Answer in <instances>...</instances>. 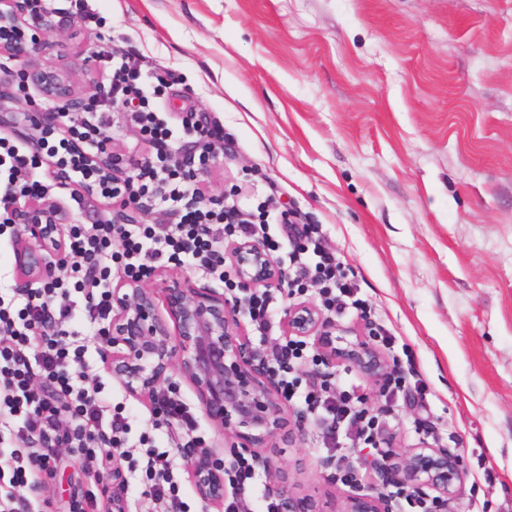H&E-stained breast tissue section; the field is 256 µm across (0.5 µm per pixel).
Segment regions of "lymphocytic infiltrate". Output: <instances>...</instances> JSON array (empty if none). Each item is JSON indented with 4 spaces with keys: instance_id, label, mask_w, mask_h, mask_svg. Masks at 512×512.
Listing matches in <instances>:
<instances>
[{
    "instance_id": "obj_1",
    "label": "lymphocytic infiltrate",
    "mask_w": 512,
    "mask_h": 512,
    "mask_svg": "<svg viewBox=\"0 0 512 512\" xmlns=\"http://www.w3.org/2000/svg\"><path fill=\"white\" fill-rule=\"evenodd\" d=\"M104 57L101 78L108 86V99L90 98L64 128L44 131L41 141L46 156L0 138V228L12 223V202L46 193L42 167L47 157L71 181L89 187V198L79 202L88 213H95L100 202L130 200L166 212L171 221L108 224L98 220L72 225L63 276L35 284L19 297L0 295V445L8 439L18 443L9 451L0 448V512H46L45 502L24 498L21 491L54 474L58 447L69 448L81 470L97 480L111 472L113 449L126 444L127 416L102 398L100 383L89 382L86 350L72 342L83 324L111 318L113 275L141 280L152 275L157 263L165 262L200 268L215 283L229 288L233 282L224 271L221 239L258 237L291 293L318 287L323 308L334 319L352 314L364 318L370 311L343 263L326 247L321 226L271 222L263 203L255 224L236 195L206 199L196 172L223 150L222 128L210 123L212 142L189 149L192 126L173 125L155 107L160 88L121 51L105 52ZM122 106L150 152L140 159L124 158L130 171L121 180L97 167L94 158L110 151L112 114ZM240 302L260 338L271 336L279 308L276 296L266 290L250 291ZM271 362L280 376L283 396L314 414L325 448L359 446L385 456L387 419L394 413L398 394L406 390L414 366L395 365L385 387L387 406L375 414L351 374H344L339 390L325 381L303 388L296 374L298 365L321 363L305 340H277L271 347ZM139 445L144 449L141 469L150 482V496L172 512H188L169 450L147 435L140 437ZM234 470L233 494L225 512H279L275 495H252L255 473L248 458L238 459Z\"/></svg>"
}]
</instances>
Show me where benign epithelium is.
I'll list each match as a JSON object with an SVG mask.
<instances>
[{"mask_svg":"<svg viewBox=\"0 0 512 512\" xmlns=\"http://www.w3.org/2000/svg\"><path fill=\"white\" fill-rule=\"evenodd\" d=\"M28 14V0H0V25ZM57 44L0 41L5 53L21 64L26 90L45 107L36 112H0V128L41 131L64 115L83 109L90 98L77 64L52 61ZM69 206L49 195L31 196L12 209L17 227L13 243L15 288L24 291L55 277L67 255ZM227 256L239 288L251 291L282 286L278 265L257 242L234 241ZM163 311H158V307ZM236 300L212 288H198L164 272L150 284L123 280L112 288V321L102 337L104 359L112 377L135 396L153 400L158 387L174 374L193 390L210 424L230 440L229 453L251 455L273 476L272 489L280 512H324L313 494L295 490L287 474L272 464L283 431L295 439L300 415H290L276 376L254 347L239 317ZM286 334L314 338L329 367L349 366L382 387L391 373L388 360L362 329L350 340L334 336L335 328L313 303L288 307ZM192 478L201 497L214 508L224 506L227 474L224 453L197 448L187 454ZM376 482L398 481L420 494L432 492L448 504L466 474L464 458L423 443L405 452L390 448L375 465ZM124 473L112 465V512H127L122 495ZM337 512H392L388 498L357 483L341 500Z\"/></svg>","mask_w":512,"mask_h":512,"instance_id":"7a95c632","label":"benign epithelium"}]
</instances>
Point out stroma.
Masks as SVG:
<instances>
[{
  "label": "stroma",
  "instance_id": "1",
  "mask_svg": "<svg viewBox=\"0 0 512 512\" xmlns=\"http://www.w3.org/2000/svg\"><path fill=\"white\" fill-rule=\"evenodd\" d=\"M42 26L57 60L104 51L160 72L169 111L224 128L206 194L253 184L297 224H319L373 318L405 348L416 385L388 436L464 455L467 481L447 512H512V0H88ZM86 372L110 403L136 408L119 462L133 512L145 495L141 433L152 404L131 395L82 335ZM427 427L413 431L414 421ZM165 438L190 512H215ZM41 491L69 512L89 487L61 450ZM322 430L304 420L274 460L336 512L345 485L323 470Z\"/></svg>",
  "mask_w": 512,
  "mask_h": 512
}]
</instances>
